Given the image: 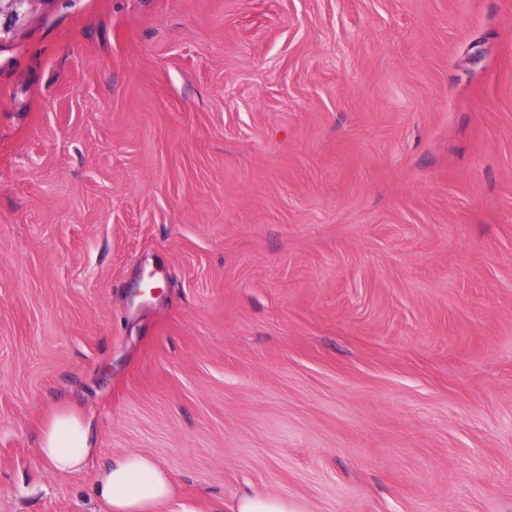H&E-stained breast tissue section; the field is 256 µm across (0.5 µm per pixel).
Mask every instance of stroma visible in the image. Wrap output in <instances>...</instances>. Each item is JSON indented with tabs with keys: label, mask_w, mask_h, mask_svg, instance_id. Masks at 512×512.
<instances>
[{
	"label": "stroma",
	"mask_w": 512,
	"mask_h": 512,
	"mask_svg": "<svg viewBox=\"0 0 512 512\" xmlns=\"http://www.w3.org/2000/svg\"><path fill=\"white\" fill-rule=\"evenodd\" d=\"M92 417L87 468L37 454ZM512 512V0H38L0 31V512ZM94 424L73 408H54L43 418L39 455L59 474L84 470L95 450ZM94 488L105 512H163L176 496L170 472L138 452L112 456L96 472ZM225 512H309L308 507L288 502V497L276 493L245 494L231 504L224 503Z\"/></svg>",
	"instance_id": "obj_1"
}]
</instances>
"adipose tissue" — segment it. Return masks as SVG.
Here are the masks:
<instances>
[{
    "mask_svg": "<svg viewBox=\"0 0 512 512\" xmlns=\"http://www.w3.org/2000/svg\"><path fill=\"white\" fill-rule=\"evenodd\" d=\"M94 424L73 408L49 411L41 424L38 453L59 474L84 470L94 452ZM94 488L106 512H163L176 495L170 472L138 452L113 456L95 474Z\"/></svg>",
    "mask_w": 512,
    "mask_h": 512,
    "instance_id": "ef3b65f1",
    "label": "adipose tissue"
}]
</instances>
